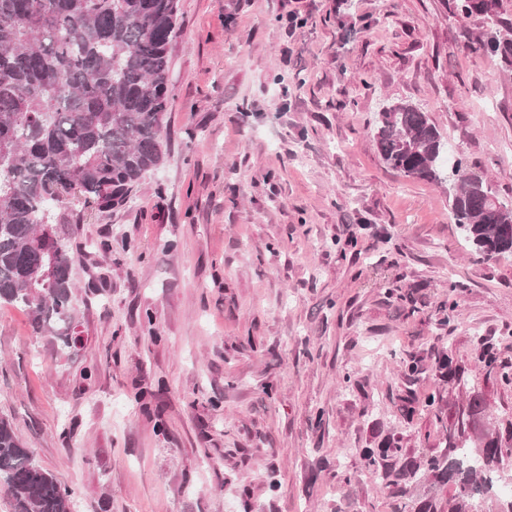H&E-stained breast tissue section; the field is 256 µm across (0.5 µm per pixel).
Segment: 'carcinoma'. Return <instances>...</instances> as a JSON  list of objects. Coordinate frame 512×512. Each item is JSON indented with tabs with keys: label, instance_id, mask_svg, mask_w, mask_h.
Here are the masks:
<instances>
[{
	"label": "carcinoma",
	"instance_id": "obj_1",
	"mask_svg": "<svg viewBox=\"0 0 512 512\" xmlns=\"http://www.w3.org/2000/svg\"><path fill=\"white\" fill-rule=\"evenodd\" d=\"M497 6V0H463L461 11L489 14ZM179 13V0H0V304L27 310L36 330L65 348L77 309L63 226L126 205L161 164ZM479 45L512 63L511 38ZM375 138L383 161L404 176L454 181L451 212L478 259L512 256V206L462 159L444 156L447 142L428 113L406 103L387 106ZM479 342L478 362L512 387V363L498 362L491 339ZM402 368L412 382L433 372L437 386L425 406L435 411L439 446L406 461L389 438L361 449L365 463L397 496L430 474L456 484L452 500L426 498L414 512H477L479 496L500 482L512 458V421L503 431L489 422L483 392L445 352L429 369L420 356ZM442 384L466 396L446 418ZM0 489L13 512H69L65 490L2 417Z\"/></svg>",
	"mask_w": 512,
	"mask_h": 512
}]
</instances>
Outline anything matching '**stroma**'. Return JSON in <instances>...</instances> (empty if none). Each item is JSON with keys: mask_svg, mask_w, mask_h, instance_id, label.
<instances>
[{"mask_svg": "<svg viewBox=\"0 0 512 512\" xmlns=\"http://www.w3.org/2000/svg\"><path fill=\"white\" fill-rule=\"evenodd\" d=\"M459 2L180 0L164 161L129 205L70 227L75 345L0 305V417L70 512L454 496L430 478L391 497L360 451L391 433L412 460L437 445L433 414L395 424L412 354L450 350L512 418L474 340L512 361V257L478 261L452 183L392 170L373 138L383 106L419 107L512 202V65L476 48L512 27V0L491 18Z\"/></svg>", "mask_w": 512, "mask_h": 512, "instance_id": "1", "label": "stroma"}]
</instances>
